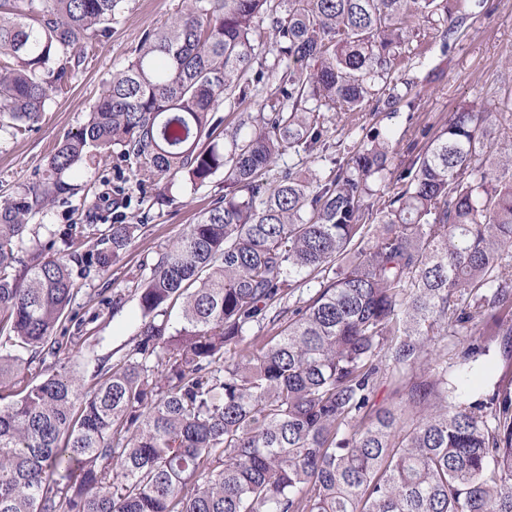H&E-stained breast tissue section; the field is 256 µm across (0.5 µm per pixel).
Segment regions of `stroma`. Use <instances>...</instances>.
Segmentation results:
<instances>
[{
	"label": "stroma",
	"mask_w": 512,
	"mask_h": 512,
	"mask_svg": "<svg viewBox=\"0 0 512 512\" xmlns=\"http://www.w3.org/2000/svg\"><path fill=\"white\" fill-rule=\"evenodd\" d=\"M186 3L187 0H122L112 19L109 38L97 44L76 70L69 93L49 102L39 128L17 137L0 132V198L41 177L52 149L67 133L83 126L103 85L131 59L142 30L166 21ZM511 54L512 0H487L484 10L467 20L449 49L422 42L416 54L398 61L392 82L400 88L412 83L413 106L402 104L389 112L370 105L352 125L335 112L326 113L325 128L337 159L349 160L369 131L387 132L395 154L386 180L395 182L411 159L407 147L412 134L422 129L436 132L450 113L472 105L486 109L495 143H512V65L507 62ZM73 181L80 185L90 183L91 188L79 192L67 205L34 216L32 229L80 224L90 215L105 221L108 211L98 205L97 199L116 186L131 197V213L144 220L121 268L84 285L77 302L88 312L97 306L98 291L129 287L132 274L178 240L224 190V176L219 173L200 186H176L169 199L164 200L158 188L140 184L132 169L112 158L74 175ZM137 324V301L133 298L118 314H101L92 325L86 351L74 353L73 365L83 369L89 354L106 356L129 348ZM448 372L457 376L461 386L477 399L488 397L498 386L512 388V368L494 350L479 361L466 363L456 349H449Z\"/></svg>",
	"instance_id": "1"
}]
</instances>
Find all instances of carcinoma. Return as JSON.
Listing matches in <instances>:
<instances>
[{"instance_id": "1", "label": "carcinoma", "mask_w": 512, "mask_h": 512, "mask_svg": "<svg viewBox=\"0 0 512 512\" xmlns=\"http://www.w3.org/2000/svg\"><path fill=\"white\" fill-rule=\"evenodd\" d=\"M119 3L0 0V129L39 127ZM435 16L445 49L460 0H191L143 32L42 177L0 201V512H512V391L474 400L448 377L450 334L465 361L490 335L512 358V154L464 108L411 142L377 207L387 137L344 164L325 138L326 111L404 100L390 72ZM263 22L275 102L229 133L220 106L264 79ZM114 152L167 189L222 170L224 194L132 277L136 341L86 376L65 358L86 326L73 303L142 225L31 237L29 219ZM286 153L333 168L269 181Z\"/></svg>"}]
</instances>
